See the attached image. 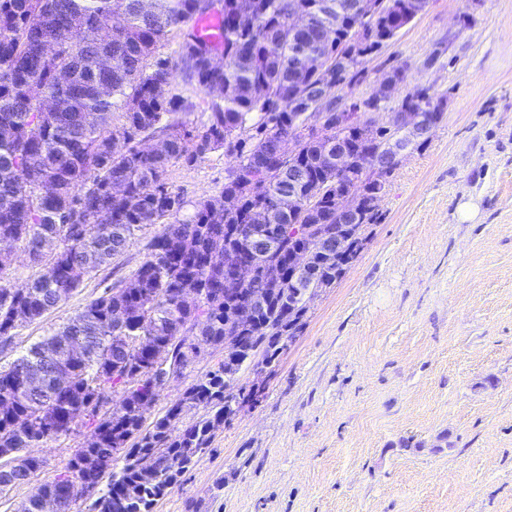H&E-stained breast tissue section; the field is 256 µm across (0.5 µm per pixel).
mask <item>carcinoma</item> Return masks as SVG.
Listing matches in <instances>:
<instances>
[{"label":"carcinoma","instance_id":"cac0c4a2","mask_svg":"<svg viewBox=\"0 0 512 512\" xmlns=\"http://www.w3.org/2000/svg\"><path fill=\"white\" fill-rule=\"evenodd\" d=\"M207 2L0 0V239L22 246L35 265L42 264L46 245L55 246L50 266L37 278L21 285L0 280V343L8 344L15 329L42 318L79 288L72 270L97 272L137 232L162 225L151 253L121 287L105 291L20 357L44 371L42 389L20 395L14 365L0 367V449L20 460L14 482L23 483L24 473L32 476L42 467V460L25 449L56 441L81 425L89 429L86 445L39 491L69 505L83 497L77 482L98 485L111 471L89 512H117L116 496L127 498L123 512H153L197 453L209 447L224 409L257 397L226 380L247 359L233 368L221 363L149 427L145 414L159 393L152 386L154 361L142 354L140 339L152 337L157 355L179 364L200 344L224 348L228 336L242 337L252 357L276 359L278 343L297 335L307 312L297 290L334 285L358 256L366 226L381 216L377 204L364 210L358 224L336 221V187L353 184L366 156L350 130L345 139L353 145L352 161L336 170L334 96L320 112L327 139L305 143L297 169L285 166L271 177L260 176L281 139L297 135L303 121L297 86L318 83L316 63L341 52V45L321 41V29L339 22L346 30L357 22L354 0H223L217 13L224 41L214 47L223 64L210 62L211 44L191 26L183 31L179 64L157 55L171 28L211 12ZM426 2L393 0L372 23L366 55L392 39ZM117 9L123 25L103 33ZM294 9L312 13L313 24L302 36L288 32V13ZM64 69L72 71V81H96L109 92L73 89L58 76ZM177 73L213 96L200 128L185 119L193 104L169 94ZM45 98L57 101L56 111L43 110ZM415 107L440 118V104L430 94L417 101L405 96L398 111ZM154 137L163 142L159 152L141 145ZM219 149L230 159L221 196L196 203L187 219H177L187 201L169 185V166L194 164ZM37 182L51 183L53 193L36 194ZM315 184L319 192L312 195ZM290 191L299 201L296 212L270 226L268 209ZM226 195L236 197V209L224 210ZM74 206L84 216L82 230L69 221ZM239 224L272 244L256 255L261 272L245 289L263 291L265 302L242 321L245 298L224 296V261L248 247L237 233ZM310 224H326L328 232L343 235L346 255H324L315 242L296 236V226ZM290 246L310 251L308 273L293 279L285 267ZM190 292L200 296L199 303L182 301ZM71 336L82 337L85 348L65 358ZM57 361L73 371L63 384L52 372ZM118 389L117 409L103 411L104 398ZM200 408L202 416L184 421L186 411ZM149 453L169 465L145 474L139 458ZM87 455L99 456L105 469L84 470Z\"/></svg>","mask_w":512,"mask_h":512}]
</instances>
